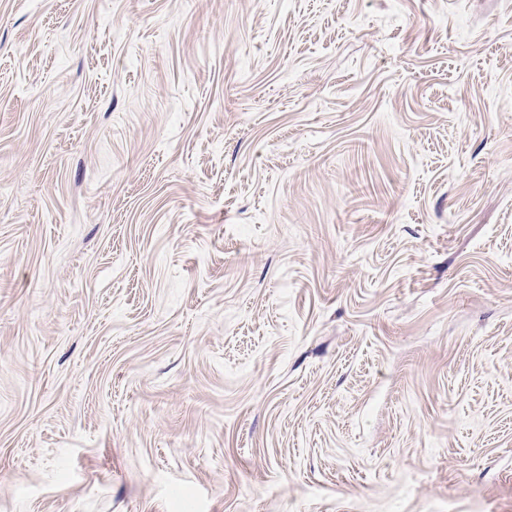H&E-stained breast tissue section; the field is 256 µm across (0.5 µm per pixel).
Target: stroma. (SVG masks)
<instances>
[{"label": "stroma", "instance_id": "obj_1", "mask_svg": "<svg viewBox=\"0 0 512 512\" xmlns=\"http://www.w3.org/2000/svg\"><path fill=\"white\" fill-rule=\"evenodd\" d=\"M0 512H512V0H0Z\"/></svg>", "mask_w": 512, "mask_h": 512}]
</instances>
